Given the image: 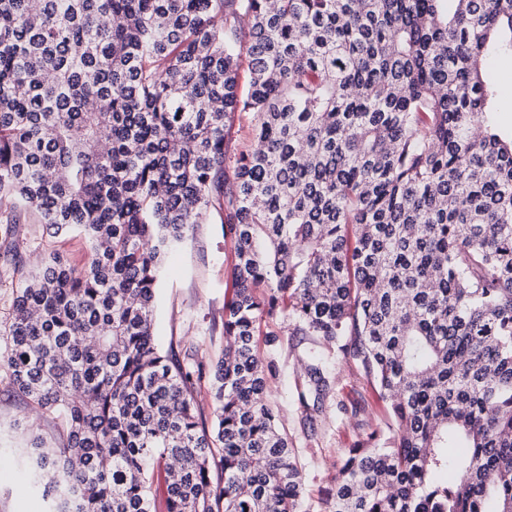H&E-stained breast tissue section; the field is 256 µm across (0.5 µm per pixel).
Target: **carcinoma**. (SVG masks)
Listing matches in <instances>:
<instances>
[{"instance_id": "1", "label": "carcinoma", "mask_w": 512, "mask_h": 512, "mask_svg": "<svg viewBox=\"0 0 512 512\" xmlns=\"http://www.w3.org/2000/svg\"><path fill=\"white\" fill-rule=\"evenodd\" d=\"M512 0H0V224L33 211L91 260L15 263L0 371L66 438L17 450L50 512H307L268 404L260 319L318 340L295 396L352 364L390 422L321 512H512V137L489 124ZM247 65L248 90L239 89ZM252 147L227 174L226 119ZM223 211L221 357L153 335L169 250ZM93 342H86L87 337ZM211 374L213 424L192 395ZM222 480L213 482V467Z\"/></svg>"}]
</instances>
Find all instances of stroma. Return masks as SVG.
I'll return each instance as SVG.
<instances>
[{"label": "stroma", "instance_id": "35a3bbf8", "mask_svg": "<svg viewBox=\"0 0 512 512\" xmlns=\"http://www.w3.org/2000/svg\"><path fill=\"white\" fill-rule=\"evenodd\" d=\"M44 231L35 215L12 227L16 245L27 268L41 269L48 258L36 243ZM233 243L225 238L223 214L211 210L204 223L195 225L188 238L170 252L161 269L154 313V338L158 346L181 364L200 361L212 365L224 348V304L233 285ZM261 334L276 333L277 348L260 344L263 359L274 360L278 375L271 381V401L281 413L282 423L301 450L304 499L309 512H319L323 487L335 476L332 466L338 452L385 423L383 407L355 369L341 366L337 384L326 402V412L309 421L292 393L294 337L277 316L264 317ZM27 420L34 433L57 443L64 435L52 416L26 411L23 400L0 383V512H45V504L24 486L18 467L7 462L4 450L21 447L12 425Z\"/></svg>", "mask_w": 512, "mask_h": 512}]
</instances>
